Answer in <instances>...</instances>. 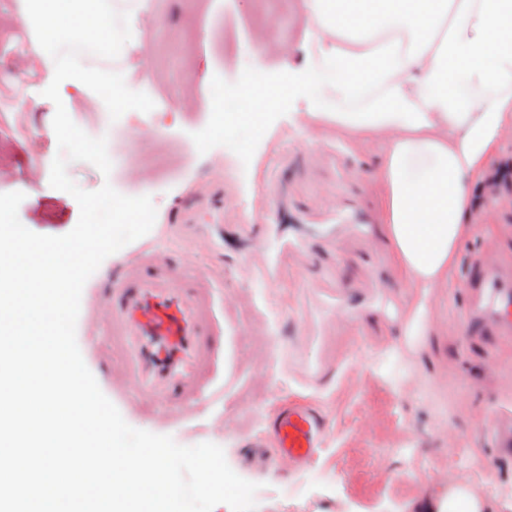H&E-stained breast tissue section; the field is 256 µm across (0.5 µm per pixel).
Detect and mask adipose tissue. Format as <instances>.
<instances>
[{"label": "adipose tissue", "instance_id": "adipose-tissue-1", "mask_svg": "<svg viewBox=\"0 0 512 512\" xmlns=\"http://www.w3.org/2000/svg\"><path fill=\"white\" fill-rule=\"evenodd\" d=\"M309 117L367 142L369 187L402 278L447 283L475 232L473 188L512 126V0H301Z\"/></svg>", "mask_w": 512, "mask_h": 512}]
</instances>
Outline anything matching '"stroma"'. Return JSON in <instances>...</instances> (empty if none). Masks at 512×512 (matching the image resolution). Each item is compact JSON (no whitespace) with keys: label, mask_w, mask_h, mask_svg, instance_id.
Returning <instances> with one entry per match:
<instances>
[{"label":"stroma","mask_w":512,"mask_h":512,"mask_svg":"<svg viewBox=\"0 0 512 512\" xmlns=\"http://www.w3.org/2000/svg\"><path fill=\"white\" fill-rule=\"evenodd\" d=\"M112 4L129 12L131 40L116 59L85 53L81 62L121 73L155 107L114 121L97 94L63 81L70 118L106 137L113 158L107 177L87 162L69 163L67 173L87 191L108 182L150 196L157 217L86 285L109 287L114 263L139 260L151 247L186 274L212 270L224 294L211 338L220 358L206 394L182 403L160 396L124 420L183 446H221L229 466L258 484L257 512H382L393 500L416 512L426 499L447 497L438 474L452 460L487 497L489 512H512V458L492 457L478 428L486 411L512 409V339L464 337L455 284L424 297L405 287L368 187L380 142L351 141L306 114L305 17L292 9L254 23L255 0ZM25 11V0H0V70L12 76L0 84V193H24L18 216L29 230L63 235L79 206L49 184L55 105L42 93L54 61L31 57L35 33ZM250 76L297 84L258 130L224 118L227 106L248 107ZM214 186L224 189L220 253L202 226L170 221L176 208L198 209ZM480 212L495 228L488 243L512 254V191L486 199ZM419 301L436 326L409 336ZM490 358L498 364L492 375ZM287 401L312 403L328 424L324 447L293 471L273 465L269 449L248 447ZM176 410L183 421L165 424ZM408 441L412 452L398 454Z\"/></svg>","instance_id":"obj_1"}]
</instances>
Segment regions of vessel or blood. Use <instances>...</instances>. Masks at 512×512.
Listing matches in <instances>:
<instances>
[{
  "mask_svg": "<svg viewBox=\"0 0 512 512\" xmlns=\"http://www.w3.org/2000/svg\"><path fill=\"white\" fill-rule=\"evenodd\" d=\"M207 225L216 250L224 248V208L208 202ZM122 284L108 301L81 308L85 337L107 330L126 349L112 369L117 397L134 394L144 404L161 395L197 396L216 361L209 341L213 326V283L204 275L174 271L159 255L120 272ZM467 310L459 326L488 334L512 333V264L479 247L467 254L459 282ZM494 454L512 456V416L499 411L484 420ZM278 461L297 468L310 461L325 438L324 417L310 407L283 408L268 424Z\"/></svg>",
  "mask_w": 512,
  "mask_h": 512,
  "instance_id": "vessel-or-blood-1",
  "label": "vessel or blood"
}]
</instances>
